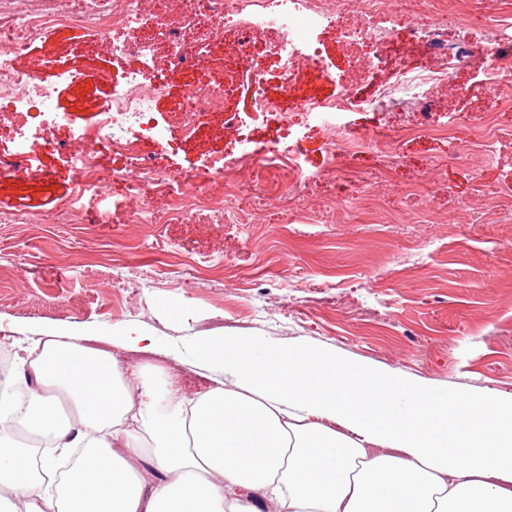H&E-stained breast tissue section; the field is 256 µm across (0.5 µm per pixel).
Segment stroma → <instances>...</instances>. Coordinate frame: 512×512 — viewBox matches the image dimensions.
<instances>
[{"label":"stroma","instance_id":"35a3bbf8","mask_svg":"<svg viewBox=\"0 0 512 512\" xmlns=\"http://www.w3.org/2000/svg\"><path fill=\"white\" fill-rule=\"evenodd\" d=\"M17 68H71L57 80V105L76 124L97 119L111 90L96 75L128 62L79 28L48 32L15 55ZM328 74L299 73L281 109L234 129L216 115L194 138L172 133L166 147L138 142L139 154L176 175H190L239 140L270 143L287 134L283 113L307 97L336 93ZM438 96L451 137L410 135L409 104L392 101L358 114L361 128L389 127L404 157L394 191L376 208L357 205V177L374 174L370 150L352 162L354 177L310 186L307 209L285 217L271 206L252 224L208 218L188 224H0V337L38 339L57 329L108 336L134 325L173 356L175 379L191 394L208 384L188 361L190 345L242 336L298 345L348 359L360 369L395 374L469 398L492 390L512 396V213L480 209L462 223L449 195L471 197L473 183L453 158L472 149L486 113L500 133L474 165L484 198L512 192V112L479 92ZM68 129L30 141L37 178H0V210H56L72 186ZM449 165L424 185L431 160ZM353 201L325 212L324 198Z\"/></svg>","mask_w":512,"mask_h":512}]
</instances>
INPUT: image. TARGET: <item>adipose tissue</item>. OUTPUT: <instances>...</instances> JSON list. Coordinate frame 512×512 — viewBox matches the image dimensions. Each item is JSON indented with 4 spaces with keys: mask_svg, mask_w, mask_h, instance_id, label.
Here are the masks:
<instances>
[{
    "mask_svg": "<svg viewBox=\"0 0 512 512\" xmlns=\"http://www.w3.org/2000/svg\"><path fill=\"white\" fill-rule=\"evenodd\" d=\"M12 349L0 512H512V397L223 337L186 395L133 326Z\"/></svg>",
    "mask_w": 512,
    "mask_h": 512,
    "instance_id": "ef3b65f1",
    "label": "adipose tissue"
}]
</instances>
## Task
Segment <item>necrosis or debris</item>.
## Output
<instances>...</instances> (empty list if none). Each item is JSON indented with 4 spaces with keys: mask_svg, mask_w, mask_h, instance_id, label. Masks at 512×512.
Instances as JSON below:
<instances>
[{
    "mask_svg": "<svg viewBox=\"0 0 512 512\" xmlns=\"http://www.w3.org/2000/svg\"><path fill=\"white\" fill-rule=\"evenodd\" d=\"M385 0H0V112L15 116L14 151L0 156V176L37 175L26 151L31 113H38L43 136L71 121L59 111L54 88L38 73L16 69L13 57L48 30L88 28L94 38L133 60L163 56L164 66L156 77L146 78L136 67L120 75L105 71L102 82L112 94L102 103L95 123L79 127L70 139L69 163L73 172L70 195L49 215L19 212L8 218L12 224H106L112 214L127 213L137 224H173L207 210L223 214L232 210L251 216L271 206L273 199L299 210L303 190L310 181L329 182L347 174V160L364 149H372L380 161L382 176H390L404 165L396 142L385 127L358 133L350 116L375 109L376 100L356 91L357 83L371 82L380 69L390 66L388 53L399 31H410L423 58L419 65L396 68L390 93L408 98L410 134L448 137L450 123L441 121L436 97L439 88L453 86L456 95L477 89L504 110L512 109V93L503 89L505 68L512 64V0H483V9L494 22L492 33L476 32L474 39L449 41V27L466 28L467 9L457 0H398L388 11ZM347 12L360 15L357 27L340 30L339 37L356 53V77L344 71H330L321 43L320 30L335 25ZM274 57L283 79L282 95H291L297 72L311 68L331 73L338 85L330 98L308 97L300 101L308 127L319 129L326 139L328 163L309 170L302 160L297 129H289L287 143L245 142L234 161L217 158L207 171L186 180L154 169L141 161L135 151L138 138L157 144L167 140L168 129L154 116L156 101L167 88L166 76L184 70L197 77L188 83L185 99L175 112V123L183 135L201 129V118L210 112H224L230 125L244 119L259 120L276 109L277 100L265 90L264 57ZM472 73L473 87L455 86L452 76L459 69ZM247 74L251 99L247 116L228 113L224 99L232 87L225 82L226 70ZM128 155L131 167L105 177L100 151ZM287 172L291 184L286 193L273 196L265 174ZM128 183V195L135 207L113 202L103 209L111 191V180ZM149 183L155 194L165 198L156 207L142 198L140 183Z\"/></svg>",
    "mask_w": 512,
    "mask_h": 512,
    "instance_id": "1",
    "label": "necrosis or debris"
}]
</instances>
